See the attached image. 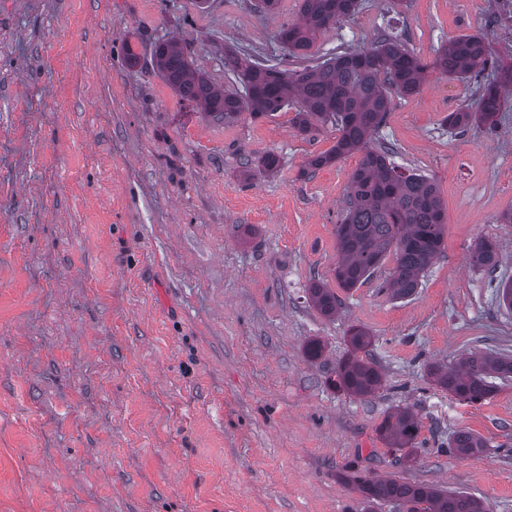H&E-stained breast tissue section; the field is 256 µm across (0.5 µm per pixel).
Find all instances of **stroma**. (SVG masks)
Returning a JSON list of instances; mask_svg holds the SVG:
<instances>
[{"label": "stroma", "mask_w": 512, "mask_h": 512, "mask_svg": "<svg viewBox=\"0 0 512 512\" xmlns=\"http://www.w3.org/2000/svg\"><path fill=\"white\" fill-rule=\"evenodd\" d=\"M499 13V0H363L314 51L369 47L393 21L425 60L477 34L507 62ZM299 16L300 0L272 13L256 0H0V512H360L340 478L350 466L512 512V379L470 405L427 376L475 349L512 357V311L488 285L512 279V94L495 130L464 132L442 120L475 106L476 83L434 72L394 97L378 137L434 178L443 254L412 297L374 279L325 318L307 289L335 283L360 153L307 173L333 126L300 133L288 109L213 120L149 59L180 38L226 88L225 50L287 60L278 32ZM268 152L277 171H246ZM483 238L498 247L491 272L470 263ZM352 324L375 336L384 373L367 401L328 384ZM397 406L421 421L406 467L378 434ZM458 429L485 452L451 456Z\"/></svg>", "instance_id": "35a3bbf8"}]
</instances>
